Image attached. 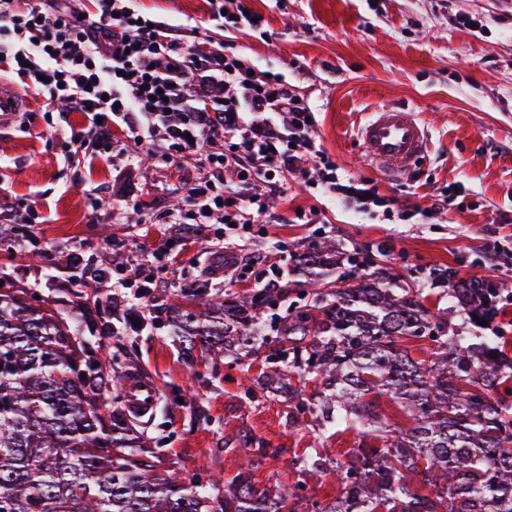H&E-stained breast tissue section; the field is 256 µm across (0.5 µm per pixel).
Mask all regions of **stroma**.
<instances>
[{
	"instance_id": "stroma-1",
	"label": "stroma",
	"mask_w": 512,
	"mask_h": 512,
	"mask_svg": "<svg viewBox=\"0 0 512 512\" xmlns=\"http://www.w3.org/2000/svg\"><path fill=\"white\" fill-rule=\"evenodd\" d=\"M137 5L174 26L198 27L255 71L284 77L315 112L314 135L337 166L400 205L423 208L446 188L464 190L429 223L393 224L292 179L287 194L272 199L263 233L244 240L225 236L220 224L186 231L166 223L167 211L190 209L191 183L204 174L196 160L168 163L146 148L133 161L124 141L108 158L68 156L46 132L43 98L30 92L25 112L0 129V209L36 212L18 227L0 221V283L31 289L66 318L82 317L78 296L96 301L101 313L85 336L109 349L116 371L138 368L158 383L154 413L140 422L159 450L157 469L185 479L220 475L228 486L247 472L257 489L288 486L317 512L339 498L336 463L352 460L359 436L322 428L287 396L248 390L252 379L287 369L283 318L315 297L289 272L294 244L333 241L353 256L356 274L392 269L420 289L438 322L498 337L512 356V0H230V11L261 18L234 29L218 17V0ZM452 16L459 25L449 24ZM387 105L428 131L427 156L406 174L372 167L358 140L368 113ZM300 210L313 223L296 222ZM179 233L187 248L165 253ZM257 252L284 274L268 295L255 353L186 354L167 322L175 296L188 288L229 298L258 292L254 281L221 270ZM104 264L150 270L164 286L127 299L91 280ZM445 269L498 286L487 325L449 299L447 282L436 277ZM317 457L321 468L308 467Z\"/></svg>"
}]
</instances>
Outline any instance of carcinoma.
<instances>
[{
    "instance_id": "carcinoma-1",
    "label": "carcinoma",
    "mask_w": 512,
    "mask_h": 512,
    "mask_svg": "<svg viewBox=\"0 0 512 512\" xmlns=\"http://www.w3.org/2000/svg\"><path fill=\"white\" fill-rule=\"evenodd\" d=\"M292 255V272L318 292L288 322V355L299 379L321 386L320 398H303L278 374L253 387L286 386L298 413L380 441L336 463L342 500L319 512H512V401L493 397L512 382V358L495 338L432 322L414 288L386 268L346 282L330 241H302ZM442 278L470 314L495 315L491 282ZM181 297L172 326L185 350L216 357L232 345L254 348L265 294ZM428 331L436 351L422 363L403 343ZM122 381L80 322L25 288H0V512H299L288 489L272 498L245 475L225 494L219 478L156 470L142 458L147 440L127 414ZM382 396L402 405L408 426L381 422ZM415 479L434 497L411 492Z\"/></svg>"
}]
</instances>
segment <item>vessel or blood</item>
<instances>
[{
	"label": "vessel or blood",
	"mask_w": 512,
	"mask_h": 512,
	"mask_svg": "<svg viewBox=\"0 0 512 512\" xmlns=\"http://www.w3.org/2000/svg\"><path fill=\"white\" fill-rule=\"evenodd\" d=\"M26 102L11 86L0 84V125L12 123ZM359 139L367 160L377 169L399 174L411 168L428 149L424 126L403 108L384 106L371 112L360 127ZM129 413L143 417L153 409L158 387L155 380L142 372L131 373L123 384Z\"/></svg>",
	"instance_id": "1"
}]
</instances>
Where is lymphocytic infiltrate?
<instances>
[{"label": "lymphocytic infiltrate", "mask_w": 512, "mask_h": 512, "mask_svg": "<svg viewBox=\"0 0 512 512\" xmlns=\"http://www.w3.org/2000/svg\"><path fill=\"white\" fill-rule=\"evenodd\" d=\"M0 66L35 95L84 114L67 148L108 154L120 134L166 161L198 156L207 173L190 188L194 216L219 219L230 235L253 233L289 175L358 213L396 205L374 182L339 171L313 138V111L294 85L255 72L223 46L150 21L133 0H91L85 10L58 0H0ZM220 131L229 135L223 151H206ZM306 156L313 170L302 168ZM229 174L237 178L232 192Z\"/></svg>", "instance_id": "f902f5d3"}]
</instances>
